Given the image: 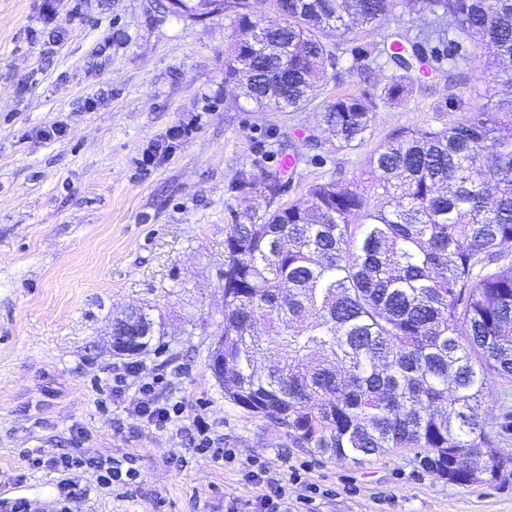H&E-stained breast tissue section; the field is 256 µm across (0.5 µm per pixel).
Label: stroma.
<instances>
[{
	"label": "stroma",
	"instance_id": "obj_1",
	"mask_svg": "<svg viewBox=\"0 0 512 512\" xmlns=\"http://www.w3.org/2000/svg\"><path fill=\"white\" fill-rule=\"evenodd\" d=\"M233 23L190 20L168 0H0V512H255L250 473L288 491V512H512V480L464 487L423 468L410 448L356 464L292 447L284 428L247 414L208 369L224 325V235L265 203L257 182L283 179L285 206L315 184L365 179L368 160L402 128L462 119L490 72L469 51L468 81L449 93L375 101L365 141L338 147L325 102L385 82L384 62L357 59L362 33L339 38L340 63L301 112H258L224 82ZM65 136L41 135L53 123ZM188 122L177 141L168 133ZM292 170H285V160ZM131 306L162 318L140 354L112 348ZM159 376L181 407L165 429L131 418L137 385L111 393L127 363ZM232 454L198 455L197 418ZM131 460L128 488L100 489L89 468L61 473L26 453Z\"/></svg>",
	"mask_w": 512,
	"mask_h": 512
}]
</instances>
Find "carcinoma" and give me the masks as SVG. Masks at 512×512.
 I'll return each instance as SVG.
<instances>
[{
	"label": "carcinoma",
	"instance_id": "carcinoma-1",
	"mask_svg": "<svg viewBox=\"0 0 512 512\" xmlns=\"http://www.w3.org/2000/svg\"><path fill=\"white\" fill-rule=\"evenodd\" d=\"M448 18L430 34L393 33L357 49L395 70L379 88L407 101L439 73L466 84L467 49L492 68L459 121L410 129L369 159L370 185L328 182L224 236V395L275 421L298 448L360 463L419 448L443 475L464 454L499 466L512 437V0H418ZM257 20L250 0H183L186 18L233 16L224 81L248 82L258 112H301L338 65L328 39L375 34L397 0H273ZM371 93L340 95L322 121L338 147L364 140ZM112 337L159 323L142 307ZM498 408L495 421L482 415Z\"/></svg>",
	"mask_w": 512,
	"mask_h": 512
}]
</instances>
